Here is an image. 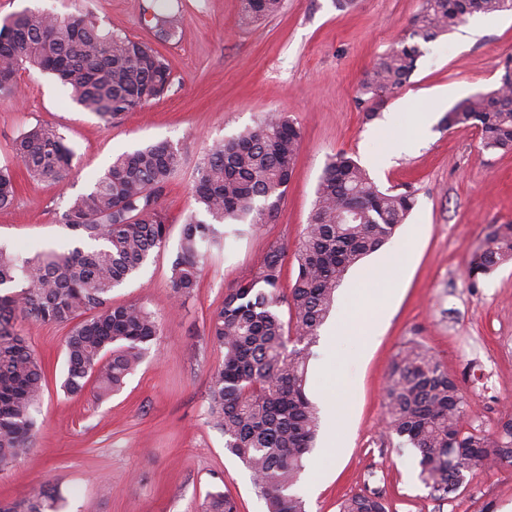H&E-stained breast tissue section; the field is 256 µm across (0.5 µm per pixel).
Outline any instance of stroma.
Here are the masks:
<instances>
[{"instance_id":"35a3bbf8","label":"stroma","mask_w":512,"mask_h":512,"mask_svg":"<svg viewBox=\"0 0 512 512\" xmlns=\"http://www.w3.org/2000/svg\"><path fill=\"white\" fill-rule=\"evenodd\" d=\"M150 0H0V20L26 8L81 14L117 24L151 42L173 84L141 110L105 120L73 102L54 76L19 71V96L0 94V165H16L15 137L42 123L73 150L72 171L49 186L20 176L13 204L0 210V245L23 256L75 242L59 221L113 157L156 140L180 148L184 162L158 199L170 233L112 301L144 304L160 334L124 389L105 400L92 390L67 395V328L22 321L46 365L38 430L29 453L0 472V499L55 486L61 512H197L220 489L238 512H266L247 468L208 422L209 376L223 352L208 335L225 292L256 270L271 247L295 250L309 221L327 160L351 153L383 189L414 190L417 203L380 251L353 267L311 347L306 391L320 428L293 491L306 512H339L345 498L380 492L393 512H512V465L477 470L443 502L419 477L413 451L384 432V388L392 362L416 340L456 375L472 412L490 431L512 414V261L470 288L465 268L492 225L512 224V153L483 149L474 129L439 128L459 101L493 88L512 56V13L475 15L422 44L407 82L375 119H366L364 72L394 47L419 0H283L266 20L241 23L242 0H170L175 38L145 25ZM280 112L302 130L294 172L273 221L244 228L204 266L192 298L178 303L169 268L191 207L197 162L213 142ZM404 136L405 151L391 140ZM366 317L372 335L343 325Z\"/></svg>"}]
</instances>
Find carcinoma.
<instances>
[{"mask_svg":"<svg viewBox=\"0 0 512 512\" xmlns=\"http://www.w3.org/2000/svg\"><path fill=\"white\" fill-rule=\"evenodd\" d=\"M282 0H243L244 18L276 15ZM512 11V0H420L397 47L383 54L361 81L366 119L405 85L427 42L474 14ZM0 24V93L14 94L26 66L56 75L73 99L103 119L132 112L165 94L168 64L150 43L119 28L103 30L85 16L50 15L27 8ZM146 26L160 38L176 36L174 18L152 9ZM498 86L467 97L448 110L439 126L475 128L487 151H512V57ZM302 134L287 116L272 113L239 134L214 142L196 166L194 207L182 225L170 267L176 299L191 297L214 248L241 233L225 226L266 224L277 214L292 177ZM27 175L49 186L71 172L73 152L53 126L36 124L13 142ZM182 165V152L158 141L125 152L91 190L70 200L61 215L80 233L67 251L31 257L0 247V470L31 449L37 407L44 391L41 357L16 327L20 320L69 328L63 388L82 392L96 383L98 399L119 393L160 332L157 317L138 303L112 304V290L134 278L165 247L169 229L157 198ZM16 195V174L0 167V209ZM416 205L414 192L382 190L348 153L334 155L320 177L316 200L294 253L297 274L284 296L280 279L284 247L270 249L255 274L224 293L209 319V335L224 350L210 374L208 415L224 433V448L250 471L268 512H305L290 492L319 428L306 393L307 364L318 330L329 316L336 290L349 269L381 249ZM512 260V224H497L473 253L466 271L470 287L502 262ZM287 306L291 324L280 308ZM385 430L413 448L420 477L438 499L456 492L479 468L512 463V416L494 430L466 428L468 402L456 378L425 346L410 341L393 361L385 389ZM55 487L31 498L0 501V512H56ZM201 512H238L217 489ZM339 512H390L377 493L344 499Z\"/></svg>","mask_w":512,"mask_h":512,"instance_id":"cac0c4a2","label":"carcinoma"}]
</instances>
